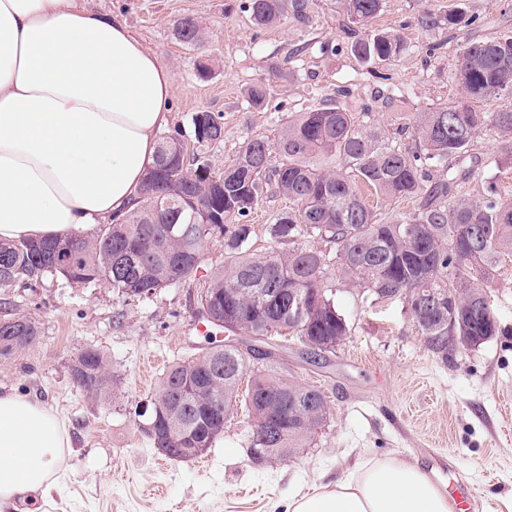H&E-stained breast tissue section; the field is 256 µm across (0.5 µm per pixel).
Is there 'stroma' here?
I'll return each instance as SVG.
<instances>
[{"mask_svg":"<svg viewBox=\"0 0 512 512\" xmlns=\"http://www.w3.org/2000/svg\"><path fill=\"white\" fill-rule=\"evenodd\" d=\"M247 3L88 0L124 22L169 68L166 133L189 131L201 110L220 116L223 140L201 148L216 172L247 138L277 140L288 120L336 101L368 113L389 135L413 126L418 113L459 95L454 68L465 43L512 35V0H384L369 27L398 34L405 50L394 61L363 64L350 51L361 29L348 22L344 0H311L308 19L290 16L267 28L254 25ZM452 12L463 23L449 26ZM187 15L205 27L194 47L175 36ZM201 62L209 66L203 75ZM259 82L269 95L256 108L245 91ZM474 149L483 164L471 192L491 186L500 202L512 204V157L502 154L500 135L479 133ZM288 206L271 192L248 216L252 251L272 249L266 227ZM327 287L349 325L348 339L316 364L292 338L275 347L274 358L295 380L328 396V422L293 461L262 465L250 460L241 405L199 461L162 460L141 427L140 413L163 376L162 369H145V360L160 356L169 364L206 345L195 328L197 282L130 299L100 282L71 284L56 276L0 290L10 316L41 330L35 345L0 358V387L51 406L71 438L59 487L41 512H286L294 494L336 480L367 456L438 465L466 512H512V259L486 287L498 336L446 359L427 347L405 299H380L334 276ZM87 349L110 363V398H92L71 379V363ZM461 477L469 486L464 493Z\"/></svg>","mask_w":512,"mask_h":512,"instance_id":"obj_1","label":"stroma"}]
</instances>
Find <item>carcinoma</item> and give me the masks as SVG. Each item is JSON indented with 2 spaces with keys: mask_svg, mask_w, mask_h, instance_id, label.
Wrapping results in <instances>:
<instances>
[{
  "mask_svg": "<svg viewBox=\"0 0 512 512\" xmlns=\"http://www.w3.org/2000/svg\"><path fill=\"white\" fill-rule=\"evenodd\" d=\"M309 9V0H248L253 21L264 27L289 13L305 18ZM381 9L382 0L345 3L348 21L363 26ZM175 34L193 46L203 40L204 27L186 15ZM403 50L401 38L391 32L368 33L351 45L362 63L391 61ZM454 79L462 95L419 113L417 141L407 148L370 128L368 113L350 112L339 103L288 121L275 143L245 140L233 163L217 173L199 154L187 155L183 131L164 135L139 200L123 217L99 225L88 238L44 241L42 249L35 241H0V290L51 275L73 284L103 282L127 298L148 296L198 279L204 253L196 248L222 242L224 267L204 274L196 311L218 331H240L271 347L274 335L290 329L301 352L317 363L319 346H339L349 333L325 288L336 272L351 286L381 297L413 303L420 295L453 296L455 317L448 319L445 309L418 319V333L445 358L454 348L480 345L499 332L497 321L482 322L473 310L489 307L485 281L512 257V207L472 195L465 186L482 165L474 138L483 129H497L502 151L512 155V111L479 112L471 102L512 93V35L466 43ZM190 138L200 147L221 141L223 123L211 112H195ZM274 149L281 155L276 166L270 163ZM448 159V180H434L429 167ZM272 183L291 207L267 232L288 249L257 257L244 248L251 226L240 220ZM360 184L384 200L418 204L409 213L387 216L366 202ZM300 238L331 244L334 256L296 244ZM264 295L307 299L304 318L292 317L286 308H260ZM39 335L32 320L1 318L0 357L26 350ZM208 343L163 374L149 423L164 447H211L240 399L253 417L251 447L262 449L255 462L291 460L309 447L329 417L324 393L288 376L268 350L247 355L215 336ZM246 374L250 384L241 398ZM71 376L87 395L112 388V372L98 351L78 357Z\"/></svg>",
  "mask_w": 512,
  "mask_h": 512,
  "instance_id": "1",
  "label": "carcinoma"
}]
</instances>
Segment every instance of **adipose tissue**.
Returning a JSON list of instances; mask_svg holds the SVG:
<instances>
[{
  "label": "adipose tissue",
  "instance_id": "adipose-tissue-1",
  "mask_svg": "<svg viewBox=\"0 0 512 512\" xmlns=\"http://www.w3.org/2000/svg\"><path fill=\"white\" fill-rule=\"evenodd\" d=\"M170 74L86 0H0V239L83 236L122 214L169 121ZM69 433L56 412L0 389V506L54 490ZM287 512H453L420 466L368 457Z\"/></svg>",
  "mask_w": 512,
  "mask_h": 512
}]
</instances>
